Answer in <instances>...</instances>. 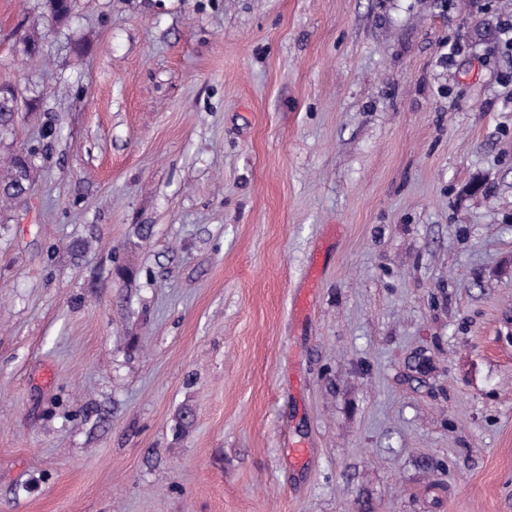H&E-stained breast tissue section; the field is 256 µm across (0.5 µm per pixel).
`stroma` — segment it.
Segmentation results:
<instances>
[{
  "instance_id": "obj_1",
  "label": "stroma",
  "mask_w": 512,
  "mask_h": 512,
  "mask_svg": "<svg viewBox=\"0 0 512 512\" xmlns=\"http://www.w3.org/2000/svg\"><path fill=\"white\" fill-rule=\"evenodd\" d=\"M511 16L0 0V512H512ZM30 153L25 161L14 154L9 158L0 174V196L6 199H20L23 195L21 182L31 189L36 178V168Z\"/></svg>"
}]
</instances>
